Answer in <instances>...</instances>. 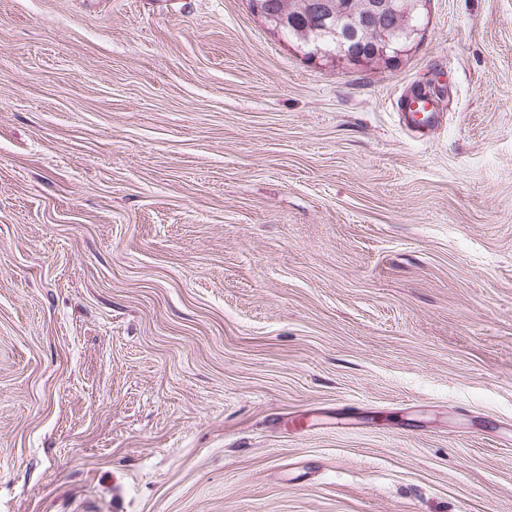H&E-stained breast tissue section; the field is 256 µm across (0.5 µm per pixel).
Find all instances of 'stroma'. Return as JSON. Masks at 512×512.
<instances>
[{
  "label": "stroma",
  "instance_id": "1",
  "mask_svg": "<svg viewBox=\"0 0 512 512\" xmlns=\"http://www.w3.org/2000/svg\"><path fill=\"white\" fill-rule=\"evenodd\" d=\"M0 512H512V0H0ZM268 8L273 13L283 16L287 21V27L283 32L294 38L298 45L307 51L310 56L311 48L318 37L312 25H309L314 17L306 12V5L303 0H266ZM264 0H251L253 11L263 19L272 24L281 26V22L267 8ZM400 2L405 4L403 13L404 24H408L414 11L415 16H420L427 0H368L366 12L360 18L351 17L350 21L345 24H341L337 20L336 22L329 23L325 20H316L319 30L322 32L321 36L327 37L333 42L336 45V49L328 52H317L312 55L334 59L364 60L363 54H356L350 49V44L356 41L359 32L357 42L365 50V56L369 59V63L380 62L384 59L382 56L373 57L369 55L370 49L377 43V38L380 34L376 32L375 27H365L376 26L379 30H382L383 35L392 28L394 31V41L405 44V30L401 19L394 18L393 27L389 26V21L396 15V5ZM388 50H394L396 53L401 51L393 48L390 40L385 37L381 42L377 43V54H386ZM401 112H404L408 124L416 128H430L439 120V112H430L432 104L428 99H408L401 103Z\"/></svg>",
  "mask_w": 512,
  "mask_h": 512
}]
</instances>
